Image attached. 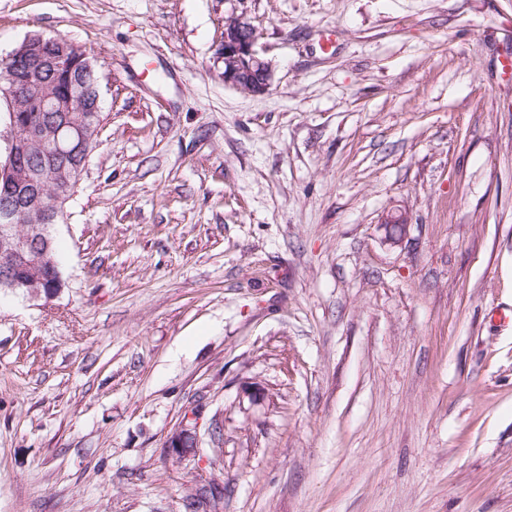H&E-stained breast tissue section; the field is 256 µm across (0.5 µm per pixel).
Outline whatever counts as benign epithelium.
Here are the masks:
<instances>
[{"mask_svg": "<svg viewBox=\"0 0 512 512\" xmlns=\"http://www.w3.org/2000/svg\"><path fill=\"white\" fill-rule=\"evenodd\" d=\"M260 34L244 17L231 14L224 19V40L217 59L224 64V83L236 89L255 95L269 92L273 82L269 63L257 50ZM39 39L29 35L7 61H16L0 73V98L17 111L16 101L23 99L31 107L22 116L28 128L27 136L36 140L46 139L65 150L81 137L82 129L77 124H61L56 129L47 128L38 118L40 112H80L81 88L75 79V70L91 68L92 59L88 53L67 42L58 55H44L38 51ZM47 75L60 78L66 85V93L60 96L43 95L37 87L44 83ZM6 155L0 159V181L15 187V193L0 197V219L11 224L23 211L38 206L42 194L24 175L20 174L24 155L25 138L17 134L16 126L9 127L6 138ZM0 255L22 256V241L7 232L0 233ZM166 447L176 458L197 454L198 436L195 428L184 426L173 432Z\"/></svg>", "mask_w": 512, "mask_h": 512, "instance_id": "benign-epithelium-1", "label": "benign epithelium"}]
</instances>
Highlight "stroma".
Listing matches in <instances>:
<instances>
[{
    "label": "stroma",
    "mask_w": 512,
    "mask_h": 512,
    "mask_svg": "<svg viewBox=\"0 0 512 512\" xmlns=\"http://www.w3.org/2000/svg\"><path fill=\"white\" fill-rule=\"evenodd\" d=\"M34 32L102 117L62 288L0 293V512H512V0H0ZM260 34L244 17L224 19V40L217 59L224 64V83L255 95L269 92L273 82L269 63L257 50ZM166 447L169 448V453L177 459L196 456L198 436L195 427L185 425L173 432L166 442Z\"/></svg>",
    "instance_id": "obj_1"
}]
</instances>
